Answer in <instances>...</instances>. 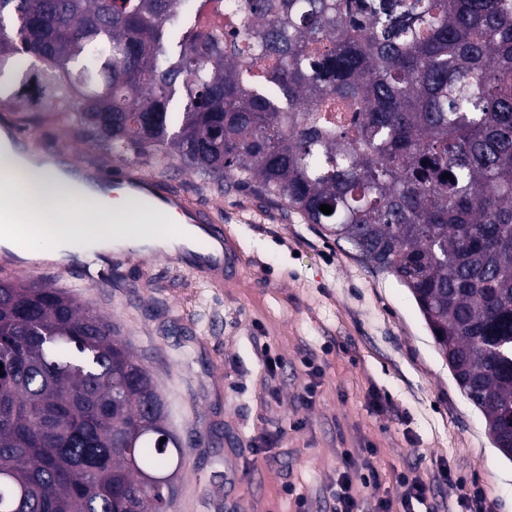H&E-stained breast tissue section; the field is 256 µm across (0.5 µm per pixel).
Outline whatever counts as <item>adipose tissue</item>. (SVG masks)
<instances>
[{
    "instance_id": "1",
    "label": "adipose tissue",
    "mask_w": 512,
    "mask_h": 512,
    "mask_svg": "<svg viewBox=\"0 0 512 512\" xmlns=\"http://www.w3.org/2000/svg\"><path fill=\"white\" fill-rule=\"evenodd\" d=\"M20 196L0 191V202H10L13 221L0 224V247L22 259L59 262L92 245H128L144 252H174L193 246L194 225L181 223L169 211L154 224L139 223L137 201L123 190L100 188L29 164ZM137 227L128 234L126 224Z\"/></svg>"
}]
</instances>
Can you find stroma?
Masks as SVG:
<instances>
[{
  "instance_id": "stroma-1",
  "label": "stroma",
  "mask_w": 512,
  "mask_h": 512,
  "mask_svg": "<svg viewBox=\"0 0 512 512\" xmlns=\"http://www.w3.org/2000/svg\"><path fill=\"white\" fill-rule=\"evenodd\" d=\"M34 135L45 153L116 166L53 119ZM137 165L220 215L235 273L216 283L174 255L124 246L89 268L0 250V279L65 289L110 316L150 366L186 452L171 512H330L339 472L366 457L379 485L361 498L399 501L405 472L429 485L420 512H466L458 489L434 481L446 465L481 489L483 512H512V461L407 288L280 204L216 193L173 160ZM267 442L271 462L254 453Z\"/></svg>"
}]
</instances>
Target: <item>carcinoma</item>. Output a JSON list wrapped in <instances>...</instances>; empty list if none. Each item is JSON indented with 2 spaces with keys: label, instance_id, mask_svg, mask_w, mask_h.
<instances>
[{
  "label": "carcinoma",
  "instance_id": "1",
  "mask_svg": "<svg viewBox=\"0 0 512 512\" xmlns=\"http://www.w3.org/2000/svg\"><path fill=\"white\" fill-rule=\"evenodd\" d=\"M218 2L251 23L199 29L210 0H0V102L349 244L512 441V0ZM169 430L110 319L0 280V512H169L143 482L181 469Z\"/></svg>",
  "mask_w": 512,
  "mask_h": 512
}]
</instances>
